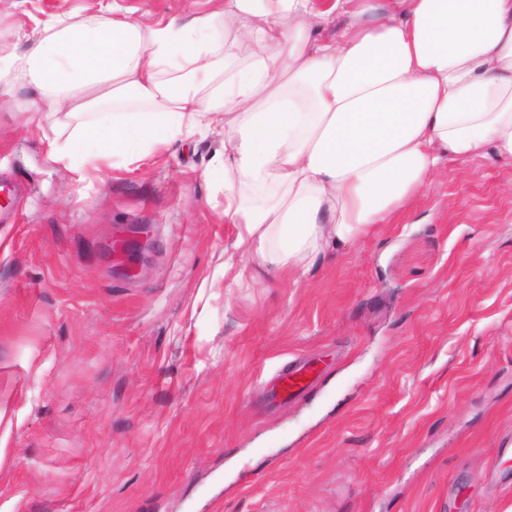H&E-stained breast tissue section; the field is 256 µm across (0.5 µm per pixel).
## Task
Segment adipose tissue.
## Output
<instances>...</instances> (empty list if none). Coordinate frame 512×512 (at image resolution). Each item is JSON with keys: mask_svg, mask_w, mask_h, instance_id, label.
Returning a JSON list of instances; mask_svg holds the SVG:
<instances>
[{"mask_svg": "<svg viewBox=\"0 0 512 512\" xmlns=\"http://www.w3.org/2000/svg\"><path fill=\"white\" fill-rule=\"evenodd\" d=\"M219 34L239 61L224 72ZM25 38L0 27V90L74 121L49 152L70 170L223 121L208 177L239 228L235 285L397 223L448 161L512 159V0H224L152 26L115 5Z\"/></svg>", "mask_w": 512, "mask_h": 512, "instance_id": "ef3b65f1", "label": "adipose tissue"}]
</instances>
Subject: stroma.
Returning <instances> with one entry per match:
<instances>
[{"label":"stroma","mask_w":512,"mask_h":512,"mask_svg":"<svg viewBox=\"0 0 512 512\" xmlns=\"http://www.w3.org/2000/svg\"><path fill=\"white\" fill-rule=\"evenodd\" d=\"M218 2L121 0L150 24ZM111 3L0 0V25ZM34 98L0 93V512H512L511 158L228 288L222 131L77 174ZM297 356L313 385L272 399Z\"/></svg>","instance_id":"1"}]
</instances>
